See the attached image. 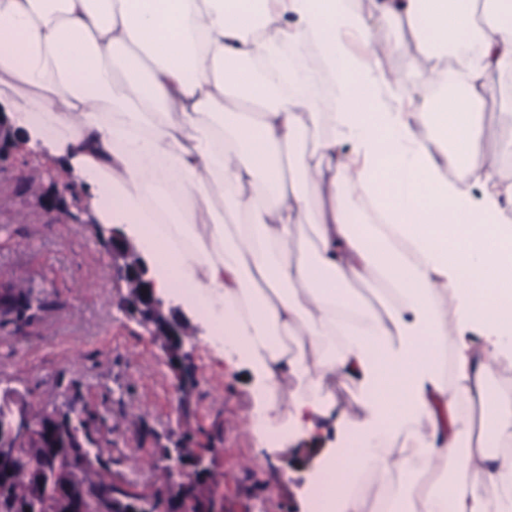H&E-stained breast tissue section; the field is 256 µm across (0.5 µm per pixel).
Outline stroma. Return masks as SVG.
<instances>
[{"label": "stroma", "instance_id": "obj_1", "mask_svg": "<svg viewBox=\"0 0 512 512\" xmlns=\"http://www.w3.org/2000/svg\"><path fill=\"white\" fill-rule=\"evenodd\" d=\"M40 165L20 146L0 163V282L34 302L27 325L0 315V392L84 422L93 452L139 486L161 477L163 449L212 448L230 512H309L334 433L278 441L240 433L254 407L253 380L247 369L228 371L199 318L186 337L197 378L180 385L160 340L119 304L111 234L87 210L82 223L54 222L36 193L18 190V173Z\"/></svg>", "mask_w": 512, "mask_h": 512}]
</instances>
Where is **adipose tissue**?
<instances>
[{"mask_svg":"<svg viewBox=\"0 0 512 512\" xmlns=\"http://www.w3.org/2000/svg\"><path fill=\"white\" fill-rule=\"evenodd\" d=\"M406 30L426 61L411 83L386 65ZM492 92L512 97V0H0V103L25 148L139 240L159 294L223 325L254 429L333 423L317 512H374L356 476L414 464L441 483L407 482L386 512H512V401L491 387L512 366V183L484 158ZM360 284L386 291L380 309ZM336 375L368 425L337 409Z\"/></svg>","mask_w":512,"mask_h":512,"instance_id":"obj_1","label":"adipose tissue"}]
</instances>
